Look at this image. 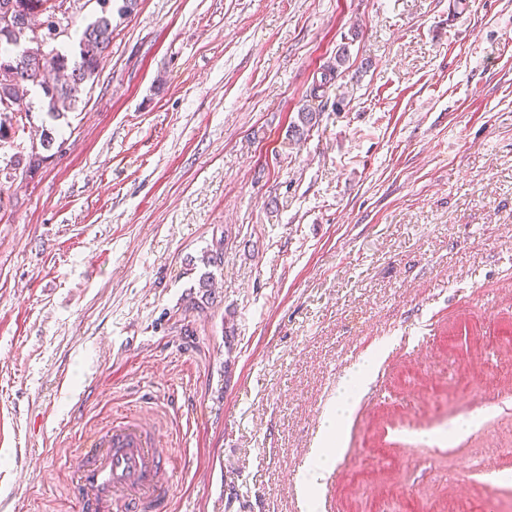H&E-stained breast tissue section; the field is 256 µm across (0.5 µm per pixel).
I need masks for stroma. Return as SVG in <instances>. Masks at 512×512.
Instances as JSON below:
<instances>
[{"instance_id":"obj_1","label":"stroma","mask_w":512,"mask_h":512,"mask_svg":"<svg viewBox=\"0 0 512 512\" xmlns=\"http://www.w3.org/2000/svg\"><path fill=\"white\" fill-rule=\"evenodd\" d=\"M112 26L76 110L34 117L60 150L0 184V512H73L125 409L171 451V512H307L370 354L319 512H505L512 0H140ZM373 362L366 359L349 373L340 389V397L336 405L326 411L322 425L326 436L336 437V448H316L306 459L301 472V484L307 491H314L320 487L326 475L335 464V459L342 455L345 448H341V426L348 418L357 390H360L369 380ZM357 383L355 393L351 391L353 384Z\"/></svg>"}]
</instances>
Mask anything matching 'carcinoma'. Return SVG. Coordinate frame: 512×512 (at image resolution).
<instances>
[{"mask_svg": "<svg viewBox=\"0 0 512 512\" xmlns=\"http://www.w3.org/2000/svg\"><path fill=\"white\" fill-rule=\"evenodd\" d=\"M79 0H0L11 5L18 21L0 26V142L10 133L25 130L22 113L37 110L56 121L75 110L88 85L94 83L100 62L112 43V7H99L96 17L84 28L77 46L63 50L46 36L34 40L32 18L43 17L39 26L52 32L69 29ZM50 51H44V48ZM39 93L40 105L24 98L23 91ZM44 157L33 152L23 159L13 156L0 166V176L9 181L17 174L35 172ZM205 266L220 267L224 261L221 242L204 252Z\"/></svg>", "mask_w": 512, "mask_h": 512, "instance_id": "1", "label": "carcinoma"}]
</instances>
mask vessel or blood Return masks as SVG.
Here are the masks:
<instances>
[{"mask_svg":"<svg viewBox=\"0 0 512 512\" xmlns=\"http://www.w3.org/2000/svg\"><path fill=\"white\" fill-rule=\"evenodd\" d=\"M69 494L78 512H168V451L133 412L116 414L87 434Z\"/></svg>","mask_w":512,"mask_h":512,"instance_id":"1","label":"vessel or blood"}]
</instances>
